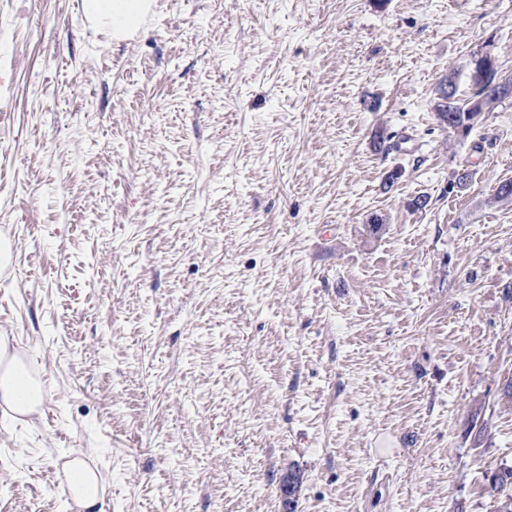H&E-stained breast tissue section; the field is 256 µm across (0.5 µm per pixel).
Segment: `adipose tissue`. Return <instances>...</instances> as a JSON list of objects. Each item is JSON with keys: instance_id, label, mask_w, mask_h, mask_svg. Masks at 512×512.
I'll return each mask as SVG.
<instances>
[{"instance_id": "adipose-tissue-1", "label": "adipose tissue", "mask_w": 512, "mask_h": 512, "mask_svg": "<svg viewBox=\"0 0 512 512\" xmlns=\"http://www.w3.org/2000/svg\"><path fill=\"white\" fill-rule=\"evenodd\" d=\"M82 9L119 38L137 28L149 9L148 0H82ZM43 384L23 357L10 352L0 338V405L17 415L34 413L41 405ZM65 483L80 512H102L105 490L96 470L85 460L66 463Z\"/></svg>"}]
</instances>
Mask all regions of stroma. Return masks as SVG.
Here are the masks:
<instances>
[{"label":"stroma","instance_id":"35a3bbf8","mask_svg":"<svg viewBox=\"0 0 512 512\" xmlns=\"http://www.w3.org/2000/svg\"><path fill=\"white\" fill-rule=\"evenodd\" d=\"M485 52L512 0H155L121 40L0 0V336L45 390L0 406V512H70L75 457L105 512H285L292 470L295 512H494L512 98L434 109ZM439 90H440V93L438 94V96L441 98L440 102L444 105H447L448 112H450V114H451L450 117H452V115H454L456 117L455 120H453L451 118L452 123H455L458 126H460V125L468 122L469 118L466 116V113L462 112L458 108L456 109V107H460L461 105L458 103L459 99L457 97H455V83L452 81L450 76H448V82L444 83L440 87ZM453 110H455V111H453ZM444 112H446V114L448 113L446 110H444ZM455 124L452 125V128L448 124L447 125L442 124V125L448 127V129H450L451 131L455 130L458 133H464V129L461 127L460 128L457 127ZM452 129H454V130H452Z\"/></svg>","mask_w":512,"mask_h":512}]
</instances>
